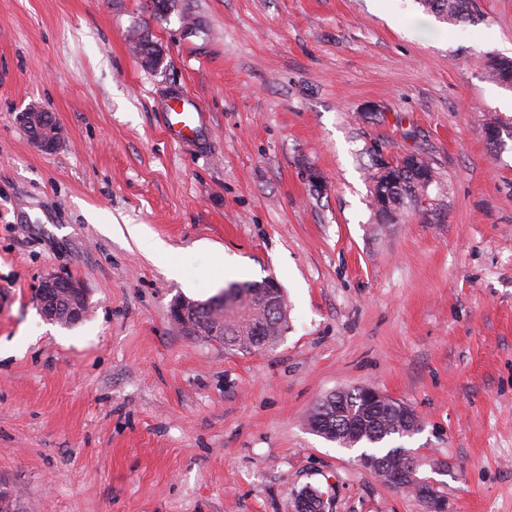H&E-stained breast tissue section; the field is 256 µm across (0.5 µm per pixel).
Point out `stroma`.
Returning a JSON list of instances; mask_svg holds the SVG:
<instances>
[{"instance_id": "obj_1", "label": "stroma", "mask_w": 512, "mask_h": 512, "mask_svg": "<svg viewBox=\"0 0 512 512\" xmlns=\"http://www.w3.org/2000/svg\"><path fill=\"white\" fill-rule=\"evenodd\" d=\"M430 36L417 0H0V495L11 512H424L309 430L372 387L417 412L402 438L450 512H512V0ZM163 54L153 69L132 32ZM188 92L212 126L173 143ZM36 105L54 151L17 121ZM433 182L393 219L376 153ZM137 224L168 246L151 256ZM274 277L287 323L242 354L175 325V299ZM184 277L170 276L169 263ZM81 282L47 321L42 279ZM485 67L488 78L494 82L506 85L507 79L512 81V58L489 55ZM188 96L181 94L179 100H168L162 112V124L168 137L179 145L194 141L203 135L209 125L207 112L194 106L193 110H185ZM58 288H65V290L75 296V301L81 304L82 308V299L85 300V291L82 287L81 283L71 277H63L57 274H50L43 278L40 288H39V301L41 311L44 317L50 321H57L56 313L49 311L46 313L43 309L44 307V298L46 295L52 291L57 290ZM84 312V309L82 310Z\"/></svg>"}]
</instances>
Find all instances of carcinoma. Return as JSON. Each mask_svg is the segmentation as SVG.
Here are the masks:
<instances>
[{
    "label": "carcinoma",
    "mask_w": 512,
    "mask_h": 512,
    "mask_svg": "<svg viewBox=\"0 0 512 512\" xmlns=\"http://www.w3.org/2000/svg\"><path fill=\"white\" fill-rule=\"evenodd\" d=\"M418 4L424 13L433 15L450 29L479 19L476 0H418ZM135 48L149 55L151 64H160V52L148 37L138 36ZM486 73L488 78L501 85L508 79L512 80V58L488 56ZM52 122V115L42 111L23 117L20 125L34 142L37 139L36 132L47 129ZM389 174L390 185L380 187L382 174L380 165L377 164L371 179L373 205L377 206L379 214L391 218L405 201L418 198L423 185L416 180V170L408 166L402 158L394 162ZM381 188L389 194L387 207L378 206V190ZM263 285L262 281L230 284V288L250 298V312L232 320H223L204 304L189 313L192 327L187 330V334L213 338L224 344V347L240 353L250 354L274 346L282 335L285 323L284 307L271 305L264 300L267 289ZM309 420L329 422L328 429L319 433V436L341 448H354L359 444L373 446L372 452H363V467L385 482L389 481L393 472L406 468V459L402 458L400 448H386L384 444L395 435L405 437L421 431L417 426H407L393 408L365 407L362 394L356 389L339 390L330 394L329 398L315 406ZM355 421L362 422V429L358 434L351 431V425ZM295 512H322L321 494L315 489L303 491L295 501Z\"/></svg>",
    "instance_id": "obj_1"
}]
</instances>
